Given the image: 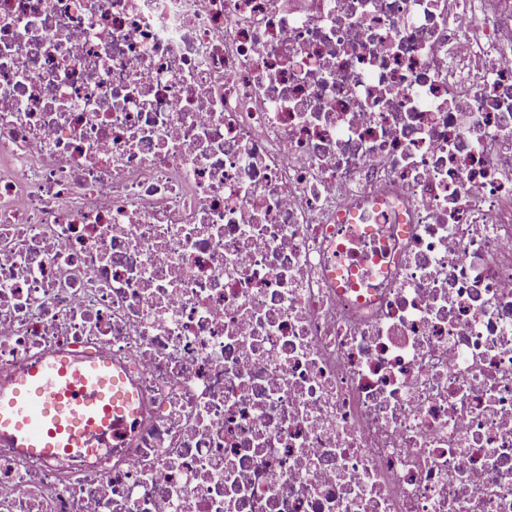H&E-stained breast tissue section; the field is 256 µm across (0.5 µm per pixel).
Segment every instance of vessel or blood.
<instances>
[{
	"label": "vessel or blood",
	"mask_w": 512,
	"mask_h": 512,
	"mask_svg": "<svg viewBox=\"0 0 512 512\" xmlns=\"http://www.w3.org/2000/svg\"><path fill=\"white\" fill-rule=\"evenodd\" d=\"M132 404L108 359L40 360L0 390V444L42 459L83 456L122 434L117 416Z\"/></svg>",
	"instance_id": "vessel-or-blood-1"
}]
</instances>
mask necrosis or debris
I'll list each match as a JSON object with an SVG mask.
<instances>
[{"label": "necrosis or debris", "instance_id": "necrosis-or-debris-1", "mask_svg": "<svg viewBox=\"0 0 512 512\" xmlns=\"http://www.w3.org/2000/svg\"><path fill=\"white\" fill-rule=\"evenodd\" d=\"M55 352L135 416L0 512H512V0H0V388Z\"/></svg>", "mask_w": 512, "mask_h": 512}]
</instances>
